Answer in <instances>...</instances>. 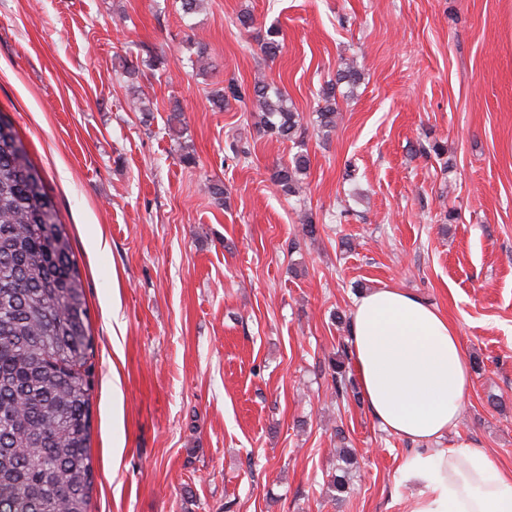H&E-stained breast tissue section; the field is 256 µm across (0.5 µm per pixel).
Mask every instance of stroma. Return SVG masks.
Masks as SVG:
<instances>
[{
	"label": "stroma",
	"mask_w": 512,
	"mask_h": 512,
	"mask_svg": "<svg viewBox=\"0 0 512 512\" xmlns=\"http://www.w3.org/2000/svg\"><path fill=\"white\" fill-rule=\"evenodd\" d=\"M146 49L159 69L126 78ZM348 63L355 95L329 134L307 131L310 167L283 195L271 176L291 142L208 93L261 73L308 121ZM139 88L153 111L130 110ZM0 113L84 286L88 512H408L407 442L329 396L349 341L334 315L375 288L417 295L461 336L472 389L441 447L470 440L512 470V0H203L187 18L180 0H0ZM231 133L248 163L225 162ZM432 140L442 155L421 153ZM343 444L355 465L334 502L322 486Z\"/></svg>",
	"instance_id": "1"
}]
</instances>
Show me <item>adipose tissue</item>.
<instances>
[{"label": "adipose tissue", "mask_w": 512, "mask_h": 512, "mask_svg": "<svg viewBox=\"0 0 512 512\" xmlns=\"http://www.w3.org/2000/svg\"><path fill=\"white\" fill-rule=\"evenodd\" d=\"M349 342L369 414L413 446L401 466L417 489L411 512H512V472L473 444L439 445L472 387L455 325L409 292L377 288L355 303Z\"/></svg>", "instance_id": "obj_1"}]
</instances>
